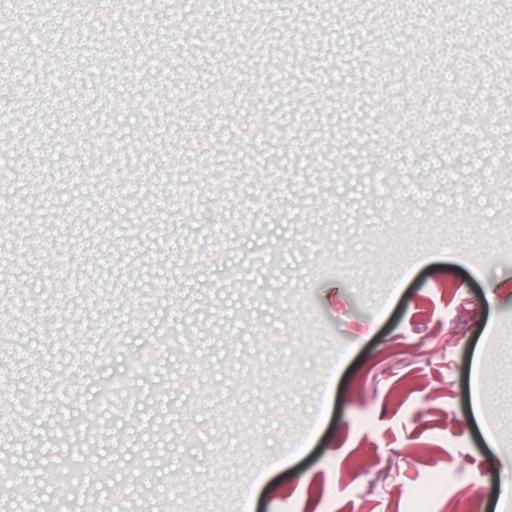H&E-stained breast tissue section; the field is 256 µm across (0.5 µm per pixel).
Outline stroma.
<instances>
[{"mask_svg": "<svg viewBox=\"0 0 512 512\" xmlns=\"http://www.w3.org/2000/svg\"><path fill=\"white\" fill-rule=\"evenodd\" d=\"M38 2L0 28V52L20 49L31 85L18 99L0 83V102L25 133L53 125L69 148L32 159L0 133L11 200L0 252L28 239L0 264V410L63 386L72 406L0 423V464L49 466L71 413L195 311L193 362L166 354L126 379L89 461L109 465L111 481L58 495L57 512H86L90 498L96 512H179L184 499L241 512L243 487L256 490L252 512H458L476 490L482 512H512L499 496L512 482V245L482 204L457 225L419 204L401 236L392 218L412 182L444 198L472 169L512 164V121L500 116L512 41L492 61L458 51L448 21L406 0H322L320 13L293 0L266 18L218 0L232 45L214 43L212 16L163 15L131 57L81 17L66 35L73 56L50 64L19 31L43 25ZM406 39L411 51L382 71V50ZM87 46L149 75L181 60L189 91L176 102L147 83H73ZM490 67L502 79L474 80ZM445 73L467 83L439 101ZM259 79L265 103L250 97ZM395 107L404 118L385 128L379 115ZM275 108L284 130L273 137L261 124ZM198 112L223 113V135L192 127ZM474 121L488 141L468 136ZM91 155L107 176L85 190L76 173ZM173 184L191 189L183 208L169 203ZM134 193L145 206L126 236L91 249L100 228L88 210ZM64 237L72 278L109 311L97 324L80 294L43 278ZM19 346L27 360L11 359Z\"/></svg>", "mask_w": 512, "mask_h": 512, "instance_id": "1", "label": "stroma"}]
</instances>
